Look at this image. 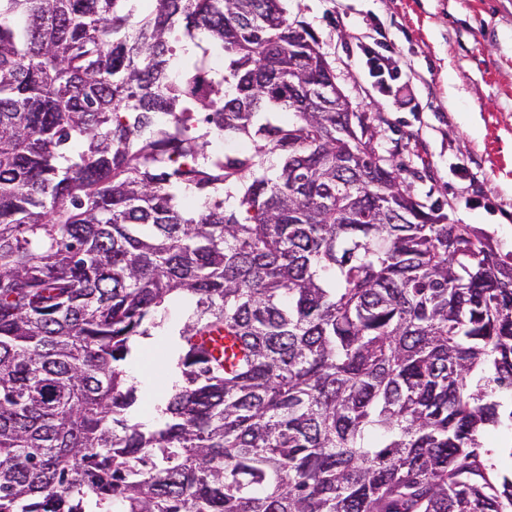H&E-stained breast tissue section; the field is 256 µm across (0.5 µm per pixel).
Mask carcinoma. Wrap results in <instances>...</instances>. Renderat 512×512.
Listing matches in <instances>:
<instances>
[{
  "mask_svg": "<svg viewBox=\"0 0 512 512\" xmlns=\"http://www.w3.org/2000/svg\"><path fill=\"white\" fill-rule=\"evenodd\" d=\"M348 106L282 0H0V512H512V263ZM144 364L152 381L155 393L165 397L167 394V381L169 366L163 343H158L151 351L144 354Z\"/></svg>",
  "mask_w": 512,
  "mask_h": 512,
  "instance_id": "carcinoma-1",
  "label": "carcinoma"
}]
</instances>
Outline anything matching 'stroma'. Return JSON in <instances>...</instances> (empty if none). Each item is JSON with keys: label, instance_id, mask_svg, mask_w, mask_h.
Segmentation results:
<instances>
[{"label": "stroma", "instance_id": "obj_1", "mask_svg": "<svg viewBox=\"0 0 512 512\" xmlns=\"http://www.w3.org/2000/svg\"><path fill=\"white\" fill-rule=\"evenodd\" d=\"M315 35L379 154L422 201L512 259V0H286ZM401 60L374 85L360 34Z\"/></svg>", "mask_w": 512, "mask_h": 512}]
</instances>
